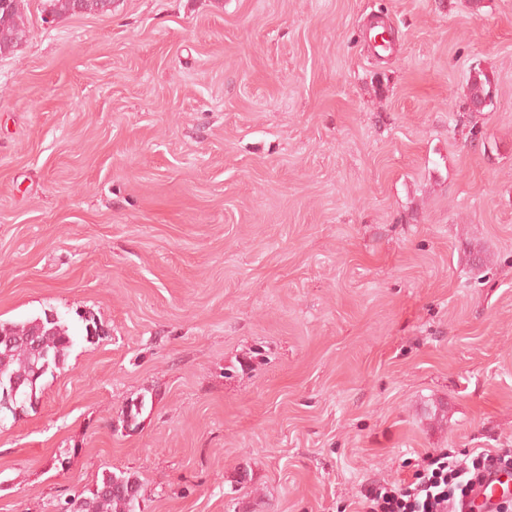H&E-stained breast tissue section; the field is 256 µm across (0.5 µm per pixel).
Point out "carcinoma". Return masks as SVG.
Listing matches in <instances>:
<instances>
[{
    "mask_svg": "<svg viewBox=\"0 0 512 512\" xmlns=\"http://www.w3.org/2000/svg\"><path fill=\"white\" fill-rule=\"evenodd\" d=\"M44 11L54 17L65 14H106L112 0H44ZM24 0H0V54L9 53L29 32L23 14ZM488 74L478 70L470 77L469 106L492 99ZM74 344L68 325L61 318L37 317L22 324L0 322V384L21 379L22 408L36 395L39 380L57 368ZM141 482L135 474L110 472L89 490L58 504L61 512H137Z\"/></svg>",
    "mask_w": 512,
    "mask_h": 512,
    "instance_id": "obj_1",
    "label": "carcinoma"
}]
</instances>
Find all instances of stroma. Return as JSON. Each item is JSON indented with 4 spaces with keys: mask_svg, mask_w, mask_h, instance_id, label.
Wrapping results in <instances>:
<instances>
[{
    "mask_svg": "<svg viewBox=\"0 0 512 512\" xmlns=\"http://www.w3.org/2000/svg\"><path fill=\"white\" fill-rule=\"evenodd\" d=\"M43 9L0 56V321L103 335L0 424V512L109 471L141 512H365L512 448V0ZM493 86L492 81L488 74L484 71H474L470 77L469 86V106L473 112V107L476 105H486L489 100H492Z\"/></svg>",
    "mask_w": 512,
    "mask_h": 512,
    "instance_id": "1",
    "label": "stroma"
}]
</instances>
